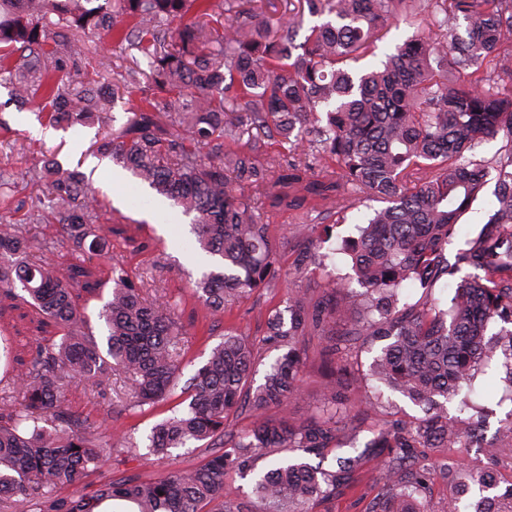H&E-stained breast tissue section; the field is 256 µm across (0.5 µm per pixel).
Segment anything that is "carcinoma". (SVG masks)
Returning <instances> with one entry per match:
<instances>
[{
	"label": "carcinoma",
	"mask_w": 512,
	"mask_h": 512,
	"mask_svg": "<svg viewBox=\"0 0 512 512\" xmlns=\"http://www.w3.org/2000/svg\"><path fill=\"white\" fill-rule=\"evenodd\" d=\"M301 9L272 27L243 9L224 19L223 0H0V85L34 101L43 126L98 125L94 151L131 172L195 215L200 248L210 267L192 285L214 318L243 293L272 285L277 262L269 227L245 189L264 190L272 206L297 212V235L315 233L311 214L340 216L366 194L374 210L357 240L343 247L359 292L331 277L327 287L344 292L343 304L312 305L289 292V327L269 313V338L288 344L265 382L245 391L254 354L244 334L224 333L207 361L188 380L187 409L156 424L149 453L168 456L189 442L231 443L204 463L154 479L121 477L92 495L85 480L101 471L119 437L96 442L101 424L72 410L68 388L95 399L112 375L130 380L132 409L169 397L182 359L177 337L183 324L178 303L165 294L148 302L145 282L130 279L109 262L112 289L99 312L100 345L80 298L102 292L90 263L102 257L92 236L102 206L95 188L57 162L38 176L42 194L15 209L19 218L0 223V299L21 291L40 323L57 330L25 359L6 342L7 370L0 378V512H103L122 500L130 512H203L224 496V473L252 470L253 457L289 448L254 483L263 512H307L306 502L356 483L365 459L379 465L390 512H417L421 472L403 475L417 448H470L474 427L450 415L448 396L459 392L498 346L485 341L496 318L512 359V0H300ZM430 13L428 32L394 46L385 59L379 43L394 27ZM319 22L298 40L305 17ZM103 36L134 52L114 94L140 104L117 131L110 101L97 89L106 63L77 81L92 52L84 37ZM181 102V111L170 107ZM507 140L494 159L474 151L498 136ZM290 144L288 159L268 151L274 137ZM495 171V203L483 236L465 243L451 268L445 251L462 216L481 196ZM52 224L75 247V261L57 267L30 262L57 241L30 235V226ZM452 305L422 303L398 308L405 283L432 288L462 268ZM363 307L347 332L368 343L384 340L373 376L429 410L417 421L379 427L360 453L336 457V468L315 465L356 438L353 408L368 405L351 393L347 370L327 384L330 401L306 422L271 423L264 413L301 389L295 344L312 333L334 336L336 315ZM248 402L250 425L226 429L231 413ZM463 487L479 492L473 512H512V487L502 494L493 472L461 465ZM69 490L65 497L61 490Z\"/></svg>",
	"instance_id": "1"
}]
</instances>
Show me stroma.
Returning a JSON list of instances; mask_svg holds the SVG:
<instances>
[{
  "label": "stroma",
  "instance_id": "35a3bbf8",
  "mask_svg": "<svg viewBox=\"0 0 512 512\" xmlns=\"http://www.w3.org/2000/svg\"><path fill=\"white\" fill-rule=\"evenodd\" d=\"M0 119L10 126L13 148L0 151V167L10 169L14 182L0 188V218H11L18 201L31 200L38 193L33 177L47 160H55L71 171L88 179L98 191L103 204L104 227L110 228L109 252L124 262L133 280H146L151 284L147 297H155L157 288L181 300V320L184 331L180 346L184 352V377H191L202 366L211 348L220 340L221 333L237 330L247 334L254 349L255 374L253 385H260L271 364L282 354L278 343L268 340L265 320L268 312H287L288 292L294 288L307 290L313 299H321L323 285L328 277H341L350 271V263L341 248L345 242L357 237V223L376 209L371 200H362L358 207L347 212L344 221L333 226L328 241L318 244L322 264L310 266L302 275L291 274L297 244L292 235L294 214L285 208H270L266 198L251 192V202L262 213L269 226L270 237L277 249L280 274L274 286L261 288L240 300L227 305L224 317L213 321L206 309L197 301L187 284L188 276H200L207 267L191 231L192 219L180 216L178 223H165L155 210L158 195L148 187H135L131 173H124L120 189L112 187V173L116 166L111 159L92 151L98 130L94 127L76 126L66 130L42 129L39 109L30 102L13 99L5 87L0 86ZM153 245L151 252H137L139 242ZM0 333L12 338L21 352H29L37 339L53 336L54 330L40 326L30 308L18 299L0 303ZM303 381L299 396L285 405L268 409L269 418L288 415L300 422L306 420L323 403V384L326 371L347 360L352 366L356 385L360 391L374 398L375 408L362 425L355 445L344 446L342 451H328L324 465L333 468L338 453H351L363 448L374 428L383 421L424 417L422 407L414 405L400 393L379 388L371 377L374 358L379 346L344 351L342 356L331 355L327 342L320 336L304 337L299 344ZM128 383L125 378L114 377L103 395L95 401H87L79 389L68 393L74 411L98 419L102 423L103 437L122 432L133 437L139 453L117 454L102 468L91 475L85 485L92 492L108 478L137 476L143 479L185 467H192L208 459L211 451L206 447L188 444L175 449L172 457L158 458L145 455L147 437L152 427L187 406L183 386H176L170 398L154 407H144L131 412L127 409ZM449 414L472 420L481 429L485 442L492 444L495 455L488 456L478 448H419L415 451L416 465L427 467L426 489L417 499L420 512H448L449 499L457 496L459 486L455 479V462L493 470L499 488L512 487V432L505 427L512 416V370L508 369L504 356H496L487 366L479 369L474 379L462 386L458 395L447 403ZM288 449H278L275 458L288 459ZM272 458V459H275ZM272 459L263 457L255 461L254 472L242 475L228 470L224 477V497L213 501L217 512H260L261 502L253 493L254 477L265 472ZM375 462H365L360 470L355 489L343 495L318 498L306 503L307 512H369L373 503L381 501L383 493L377 480Z\"/></svg>",
  "mask_w": 512,
  "mask_h": 512
}]
</instances>
